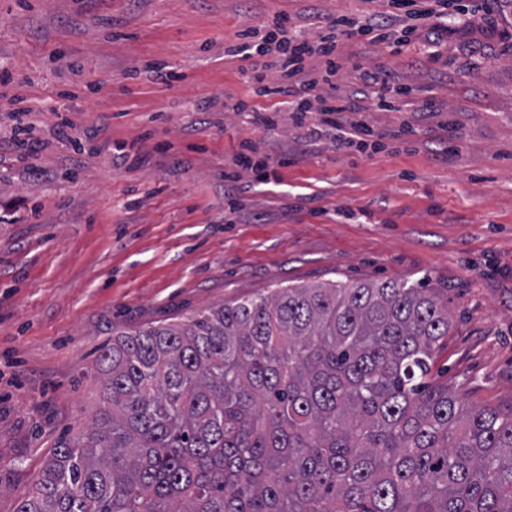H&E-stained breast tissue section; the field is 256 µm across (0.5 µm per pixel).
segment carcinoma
<instances>
[{"label":"carcinoma","mask_w":512,"mask_h":512,"mask_svg":"<svg viewBox=\"0 0 512 512\" xmlns=\"http://www.w3.org/2000/svg\"><path fill=\"white\" fill-rule=\"evenodd\" d=\"M450 328L448 304L405 282L114 328L108 406L17 512H512V409L431 376Z\"/></svg>","instance_id":"obj_1"}]
</instances>
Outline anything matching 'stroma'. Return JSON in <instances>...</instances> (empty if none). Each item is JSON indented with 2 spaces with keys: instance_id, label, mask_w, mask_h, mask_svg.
Returning <instances> with one entry per match:
<instances>
[{
  "instance_id": "35a3bbf8",
  "label": "stroma",
  "mask_w": 512,
  "mask_h": 512,
  "mask_svg": "<svg viewBox=\"0 0 512 512\" xmlns=\"http://www.w3.org/2000/svg\"><path fill=\"white\" fill-rule=\"evenodd\" d=\"M453 5L476 6L475 32L449 36L447 62L346 46L342 85L380 65L411 89L400 111L359 113L383 146L358 150L304 140L278 96L254 99L279 112L269 130L225 111L252 97L224 50L280 13L312 34L384 0H0V512L91 427L113 328L277 287L422 285L452 318L436 370L466 403L512 408V6ZM155 63L179 81L150 80ZM428 96L443 111H421ZM247 139L289 162L229 211L224 170Z\"/></svg>"
}]
</instances>
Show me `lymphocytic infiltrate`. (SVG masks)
<instances>
[{
	"instance_id": "obj_1",
	"label": "lymphocytic infiltrate",
	"mask_w": 512,
	"mask_h": 512,
	"mask_svg": "<svg viewBox=\"0 0 512 512\" xmlns=\"http://www.w3.org/2000/svg\"><path fill=\"white\" fill-rule=\"evenodd\" d=\"M387 4L385 13L330 19L324 33L314 40L290 29V19L282 13L270 23L264 43H254L255 31L249 28L242 31L241 44L228 53L249 60L243 76L253 95L286 98L295 125L305 129L307 137L331 131L337 147H347L369 133L363 124L344 121L345 113L359 111L360 97L370 96L378 110L392 111L408 93L390 70L363 66L357 69V90L341 91L336 75L349 41L364 37L391 55L413 50L420 59L434 63L443 57L448 0H387ZM312 112L320 114V125L307 126L306 118Z\"/></svg>"
}]
</instances>
